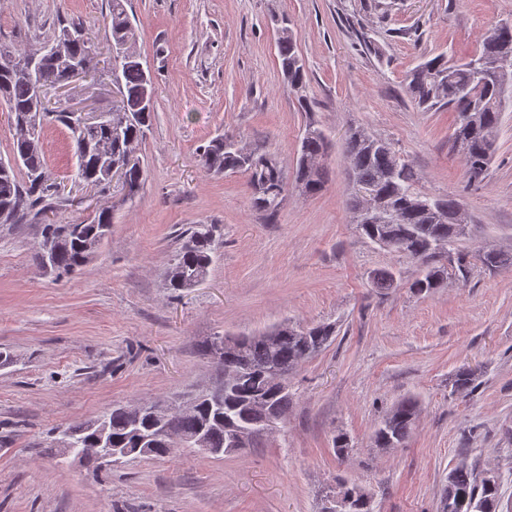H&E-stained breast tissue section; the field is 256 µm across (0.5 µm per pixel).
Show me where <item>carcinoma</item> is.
I'll list each match as a JSON object with an SVG mask.
<instances>
[{
    "label": "carcinoma",
    "mask_w": 512,
    "mask_h": 512,
    "mask_svg": "<svg viewBox=\"0 0 512 512\" xmlns=\"http://www.w3.org/2000/svg\"><path fill=\"white\" fill-rule=\"evenodd\" d=\"M127 0H110V25L106 36L113 44L122 43L136 50L137 34L126 9ZM278 57L289 91L302 112L311 111L309 84L305 65L299 54L292 21L284 16L277 20ZM72 30L74 39H63L58 54L42 57V71L38 76L26 72L28 60L34 53L0 43V105L5 106L14 126L25 121L34 133L18 134L10 161L0 162V224H19L30 216L45 212L49 201L60 198V184L46 169L40 133L46 124L65 127L72 139L77 159L76 177L86 184L103 188L110 185L108 167L124 170L126 182L141 191L147 171L139 158V145L146 140L153 126V111L136 110L148 87V71L138 64L116 56L112 64L120 105L112 110V120L106 126L87 127L76 131L70 112L50 105L41 95L48 83L63 85L68 69L83 64L97 70L98 61L83 32L76 26H64L60 33ZM500 56L512 57V27L502 30L492 40H484L481 48L460 60H450L444 53L424 59L407 72L406 90L414 103L425 109L447 107L456 112L452 134L453 145L468 126L473 133L468 149L460 151L465 174L470 181L483 177L495 151L502 121V112L512 100V69L502 73L498 80L483 82L476 77L472 64ZM328 139L321 129L309 124L300 140L295 185L304 194L315 195L324 185L325 159ZM202 168L208 173L243 172L248 176L252 207L273 216L278 211L286 190L284 173L275 157L262 147L252 148L249 160L224 147V135L210 139L199 147ZM345 157L348 174L354 182L371 188L392 207L400 211L403 221L395 224H360L361 234L369 240L390 236L407 243L403 255L416 258L435 246H453L449 236L448 216L462 208L452 193L438 199L445 219L434 223L416 209L421 193L415 188V174L389 141L375 137L355 127L345 139ZM24 172L18 178L17 171ZM112 226V213L103 209L86 224L42 225L41 240L52 242L50 276L61 279L79 271L96 255V239ZM222 245L211 224H198L187 233L180 248L171 259L165 285L176 293L189 287L190 282L207 274L215 253ZM483 266L493 269L512 266V254L487 250L479 255ZM447 267L442 264L422 269L410 288L418 294L431 293L447 278ZM331 323L281 328L272 326L263 331L240 334L234 346L224 351V359L216 369H237V375L224 393L221 415H216L201 402L196 411L175 414L176 425L186 435L206 428L208 445L223 448L228 439V424L232 423L249 437L253 446L263 437L268 415L275 410L287 414L292 395L283 391L272 379V370L288 375L323 349L335 336ZM419 405L412 397L392 406L375 429L372 441L376 448L403 446L416 427ZM100 426L107 431V442L115 448L134 447L133 430L127 413L112 410L103 415ZM76 448L93 446L96 429L91 425L72 429ZM338 492L355 494L352 512H376L372 499L356 485L341 483ZM502 507L499 482L486 478L473 469L461 465L448 473L441 498L440 512H500Z\"/></svg>",
    "instance_id": "obj_1"
}]
</instances>
